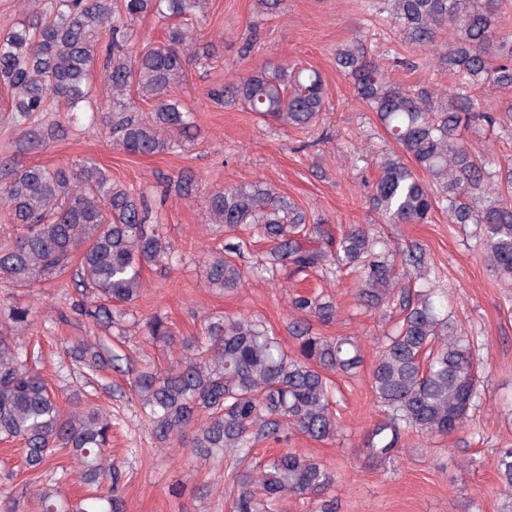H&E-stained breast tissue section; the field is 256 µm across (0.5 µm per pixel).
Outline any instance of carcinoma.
Instances as JSON below:
<instances>
[{
    "instance_id": "cac0c4a2",
    "label": "carcinoma",
    "mask_w": 512,
    "mask_h": 512,
    "mask_svg": "<svg viewBox=\"0 0 512 512\" xmlns=\"http://www.w3.org/2000/svg\"><path fill=\"white\" fill-rule=\"evenodd\" d=\"M207 0H28L26 19L0 35V83L11 92L12 119L27 126L34 114L63 112L71 123L102 122L112 142L132 155L167 147L160 132L194 126L174 90L186 69L209 66L212 54L200 46L186 20L204 13ZM403 37L425 46L448 31L445 63L473 87L489 83L512 90V40L499 36L495 20L504 0H387ZM152 13L169 26L166 48L124 50L131 22ZM99 59L114 106L98 112L88 76ZM336 65L354 80L362 103L375 113L397 146L378 161L369 196L373 211L388 224H421L436 208L448 223L474 226L473 237L488 266L512 281V165L489 168L486 157L463 139L468 128L494 129L496 109L462 92L434 101L425 86H394L386 71L351 41L336 50ZM153 103L145 118L126 101L130 89ZM216 104L231 99L283 127H304L326 109L322 76L313 68L263 64L228 88L208 90ZM408 158L406 164L403 158ZM0 204L13 223L12 237L0 242V283L33 288L74 269L80 298L72 310L105 333L67 349L71 362L91 381L101 370L121 368L122 356L105 337L125 335L122 318L141 293L143 268L178 260L160 224L150 223L145 196L111 180L96 163L66 168H16L0 162ZM208 223L228 235L211 250L209 287L232 292L243 283L238 263L245 243L234 237L250 224L270 249L264 270L273 275L291 267L348 268L361 274L359 301L369 308L392 307L398 321L379 342L370 384L384 417L368 430L364 444L381 460L399 451L405 432L447 436L470 420L480 398L478 339L448 313L451 291L440 285L422 247L396 259L389 244L361 226L336 240L334 253L310 246L319 226L298 206L259 183L220 188L205 200ZM291 306L299 317L288 324L296 340L290 354L263 322L244 317L204 319L202 335L182 339L183 359L167 368L134 372L128 401L137 403L155 440L167 445L203 419L189 448L203 460L235 458L237 495L231 512H272L284 496L327 499L336 481L326 464L287 451L263 465L249 463L254 444L297 430L322 441L336 436L334 393L329 372L350 374L362 362L350 336H316L308 318L327 324L337 315L328 295L297 294ZM35 311L0 305V439L23 444L31 471L52 464L59 452L74 456L81 481L107 485L76 503L46 485L36 499L40 512H123L118 493L121 472L104 460L112 436V411L89 405L64 412L43 375L34 369L35 348L24 341ZM155 340H174L163 318L144 322ZM498 477L512 497V448L496 457Z\"/></svg>"
}]
</instances>
